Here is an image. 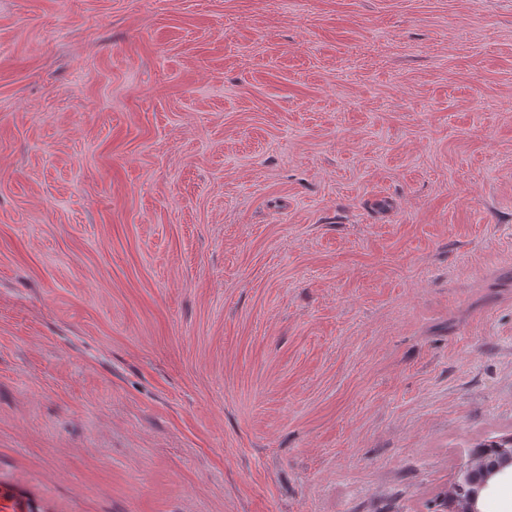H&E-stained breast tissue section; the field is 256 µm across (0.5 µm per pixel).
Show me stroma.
<instances>
[{
  "label": "stroma",
  "instance_id": "35a3bbf8",
  "mask_svg": "<svg viewBox=\"0 0 512 512\" xmlns=\"http://www.w3.org/2000/svg\"><path fill=\"white\" fill-rule=\"evenodd\" d=\"M512 432V0H0V512H433Z\"/></svg>",
  "mask_w": 512,
  "mask_h": 512
}]
</instances>
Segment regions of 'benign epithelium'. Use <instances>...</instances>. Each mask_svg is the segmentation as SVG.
<instances>
[{
  "instance_id": "benign-epithelium-1",
  "label": "benign epithelium",
  "mask_w": 512,
  "mask_h": 512,
  "mask_svg": "<svg viewBox=\"0 0 512 512\" xmlns=\"http://www.w3.org/2000/svg\"><path fill=\"white\" fill-rule=\"evenodd\" d=\"M512 475V435L495 441L493 448L476 449L460 471L456 484L469 487L467 496L448 503V512H478L480 494L495 477Z\"/></svg>"
}]
</instances>
